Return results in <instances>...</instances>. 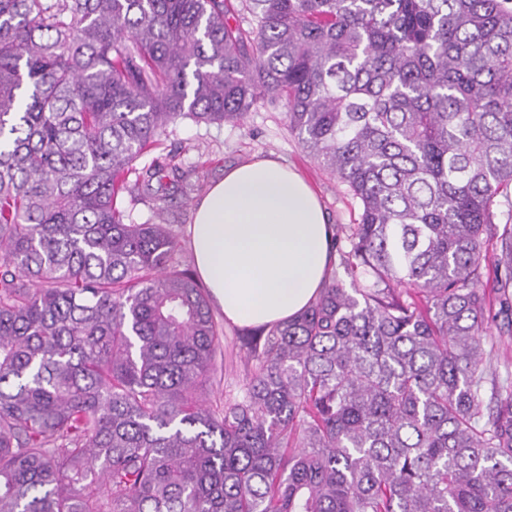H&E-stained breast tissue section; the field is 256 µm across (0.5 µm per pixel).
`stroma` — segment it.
<instances>
[{
    "label": "stroma",
    "instance_id": "1",
    "mask_svg": "<svg viewBox=\"0 0 512 512\" xmlns=\"http://www.w3.org/2000/svg\"><path fill=\"white\" fill-rule=\"evenodd\" d=\"M154 155L171 168L163 181L167 196L164 211L153 215L147 204L133 205L125 197L120 198L119 204L135 222L151 220L166 225L178 242L176 260L188 264L193 261L188 226L201 192L223 179L229 167L251 159L272 157L295 167L311 184L335 227L354 223L359 213L357 203L336 177L304 152L297 136L289 132L279 107L256 106L235 125L181 120L169 128ZM185 178L195 184V192L182 193L180 185ZM239 334L238 327L224 328L214 375L202 390L203 398L212 406H222L225 392L238 389L251 370Z\"/></svg>",
    "mask_w": 512,
    "mask_h": 512
}]
</instances>
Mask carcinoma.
I'll list each match as a JSON object with an SVG mask.
<instances>
[{"label":"carcinoma","mask_w":512,"mask_h":512,"mask_svg":"<svg viewBox=\"0 0 512 512\" xmlns=\"http://www.w3.org/2000/svg\"><path fill=\"white\" fill-rule=\"evenodd\" d=\"M241 7L0 0V512H512V0ZM260 102L359 213L214 409L208 291L116 200Z\"/></svg>","instance_id":"1"}]
</instances>
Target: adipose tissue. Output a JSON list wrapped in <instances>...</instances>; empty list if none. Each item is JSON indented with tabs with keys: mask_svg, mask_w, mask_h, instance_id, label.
<instances>
[{
	"mask_svg": "<svg viewBox=\"0 0 512 512\" xmlns=\"http://www.w3.org/2000/svg\"><path fill=\"white\" fill-rule=\"evenodd\" d=\"M189 232L197 274L234 325L293 318L329 275L333 226L306 180L272 158L226 170L195 204Z\"/></svg>",
	"mask_w": 512,
	"mask_h": 512,
	"instance_id": "1",
	"label": "adipose tissue"
}]
</instances>
